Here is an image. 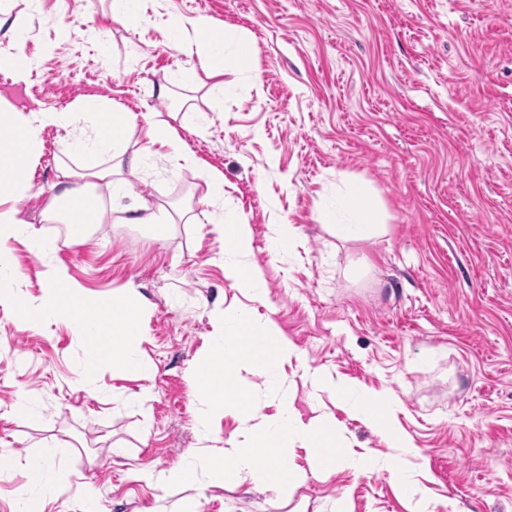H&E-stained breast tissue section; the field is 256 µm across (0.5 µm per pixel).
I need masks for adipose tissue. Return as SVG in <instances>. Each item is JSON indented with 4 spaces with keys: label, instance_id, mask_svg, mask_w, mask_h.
Masks as SVG:
<instances>
[{
    "label": "adipose tissue",
    "instance_id": "1",
    "mask_svg": "<svg viewBox=\"0 0 512 512\" xmlns=\"http://www.w3.org/2000/svg\"><path fill=\"white\" fill-rule=\"evenodd\" d=\"M198 34L195 54L206 69L216 74L226 71L253 72L254 49L250 38L238 31L215 26L208 18L174 19L170 26L173 44H182L186 29ZM52 123L77 131L76 151L90 156V164L73 166L66 161L57 164L54 192L42 210L48 224L65 225L72 243H83L94 224H108L119 219L123 224H161V209L142 211L140 206L125 208L123 216H115L113 199L123 196L130 186V176L146 165L154 147L166 148L168 156L184 159L181 141L173 127L164 120L148 121L137 126L132 113L106 107L98 99L84 101L74 110L35 113L18 116L8 104L0 102V267L11 265L8 244L25 241L39 254L50 250L53 243L25 222L14 206V199L29 189L31 158L38 124ZM141 131L144 145L130 149L129 134ZM109 195H102V188ZM343 196L345 206L324 200L321 216L330 223L331 232L344 242L375 240L387 232L378 205L367 186L354 181ZM214 230L224 240V272L236 287L253 302L267 298L266 281L254 259L252 231L236 214L217 213ZM43 294L38 302L16 298L11 287H0V302L12 301L17 319L27 327L45 321L74 326L90 354L89 369L109 366L116 370L150 376L152 367L133 355L138 328L148 306L135 294L105 298L87 293L71 279L65 268L49 264L44 273ZM52 449H44L27 459L30 481L25 489L27 512H41V503L64 492L69 480L64 473L53 471Z\"/></svg>",
    "mask_w": 512,
    "mask_h": 512
}]
</instances>
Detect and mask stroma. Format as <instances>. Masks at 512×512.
Segmentation results:
<instances>
[{"mask_svg":"<svg viewBox=\"0 0 512 512\" xmlns=\"http://www.w3.org/2000/svg\"><path fill=\"white\" fill-rule=\"evenodd\" d=\"M174 16L246 32L255 72L201 68L170 45ZM0 18L26 28L21 49L35 61L20 82L0 70V96L26 114L97 98L141 126L167 120L196 164L157 158L131 177L128 200L199 218L99 224L86 245L71 244L42 210L73 137L40 127L31 189L16 206L54 249L39 256L13 242L7 281L36 299L51 261L91 293L135 291L151 309L137 353L153 375H85L89 352L74 329H25L0 304V512H18L26 460L45 445L70 485L43 512H176L185 496L198 512H413L379 468L308 477L285 504L248 483L167 493L139 479L197 448L193 372L212 312L246 303L205 219L219 206L204 199L210 171L224 176L221 206L253 231L268 296L246 304L299 350L283 375L301 413L325 404L350 448L382 457L386 438L309 376L393 393L429 512H512V0H144L131 22L113 20L111 0L35 10L0 0ZM190 68L196 82L182 85ZM352 180L378 201L386 236L343 243L324 227L323 199ZM276 218L299 228L280 254ZM22 398L35 419L11 414Z\"/></svg>","mask_w":512,"mask_h":512,"instance_id":"1","label":"stroma"}]
</instances>
